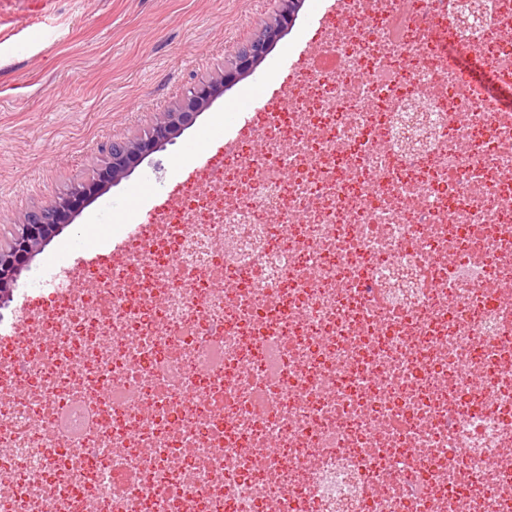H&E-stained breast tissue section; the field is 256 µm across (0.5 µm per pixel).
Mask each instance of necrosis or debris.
<instances>
[{"label":"necrosis or debris","instance_id":"1","mask_svg":"<svg viewBox=\"0 0 512 512\" xmlns=\"http://www.w3.org/2000/svg\"><path fill=\"white\" fill-rule=\"evenodd\" d=\"M400 4L0 361V512H512V0ZM473 0H457L456 12L454 14V33L474 29L482 23V15L473 5Z\"/></svg>","mask_w":512,"mask_h":512}]
</instances>
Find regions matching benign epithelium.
<instances>
[{"label": "benign epithelium", "mask_w": 512, "mask_h": 512, "mask_svg": "<svg viewBox=\"0 0 512 512\" xmlns=\"http://www.w3.org/2000/svg\"><path fill=\"white\" fill-rule=\"evenodd\" d=\"M280 9L273 23L262 26L251 42L240 49L230 67L192 86L174 109L157 112L151 129L140 137L112 142L107 161L92 183H74L47 204L23 215L15 224L10 241L0 244V303L6 304L13 288L33 258L61 229L73 223L77 213L91 196L129 176L144 159L173 141V133L193 123L198 112L206 109L223 92L224 87L250 73L267 55L270 47L283 35L287 22L301 6L302 0H278ZM482 23V15L473 0H457L454 33L474 29Z\"/></svg>", "instance_id": "benign-epithelium-1"}]
</instances>
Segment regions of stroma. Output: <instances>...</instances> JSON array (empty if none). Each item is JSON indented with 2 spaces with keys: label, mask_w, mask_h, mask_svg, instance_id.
I'll return each mask as SVG.
<instances>
[{
  "label": "stroma",
  "mask_w": 512,
  "mask_h": 512,
  "mask_svg": "<svg viewBox=\"0 0 512 512\" xmlns=\"http://www.w3.org/2000/svg\"><path fill=\"white\" fill-rule=\"evenodd\" d=\"M278 8V0H57L41 18L53 39L31 42L25 27L36 18L32 0H15L9 24L0 28V241H9L24 213L89 180L112 141L143 133L154 113L229 65ZM322 38L310 5H303L252 79L282 81L288 62ZM244 86L236 81L193 126L97 194L31 261L0 310V359L20 351L9 334L18 316L55 304V294L38 285L42 268L79 263L78 237L95 234L107 249L125 237L126 221L150 220L158 197L143 192L134 210L127 201L146 181L170 191L196 174L190 143L224 156V110Z\"/></svg>",
  "instance_id": "35a3bbf8"
}]
</instances>
